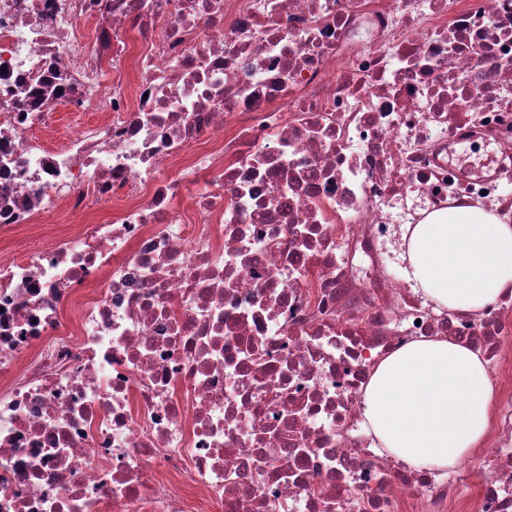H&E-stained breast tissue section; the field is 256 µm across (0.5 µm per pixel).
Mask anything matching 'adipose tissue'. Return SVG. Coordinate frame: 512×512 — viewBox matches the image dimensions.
I'll use <instances>...</instances> for the list:
<instances>
[{
    "label": "adipose tissue",
    "instance_id": "ef3b65f1",
    "mask_svg": "<svg viewBox=\"0 0 512 512\" xmlns=\"http://www.w3.org/2000/svg\"><path fill=\"white\" fill-rule=\"evenodd\" d=\"M411 275L433 302L477 313L512 297V224L458 207L415 225ZM495 390L486 361L437 338L412 342L373 369L362 408L380 447L422 469L459 465L485 439Z\"/></svg>",
    "mask_w": 512,
    "mask_h": 512
}]
</instances>
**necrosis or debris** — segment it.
<instances>
[{"mask_svg":"<svg viewBox=\"0 0 512 512\" xmlns=\"http://www.w3.org/2000/svg\"><path fill=\"white\" fill-rule=\"evenodd\" d=\"M509 183L512 0H0V234L63 225L0 259V512H512V298L405 275ZM438 336L494 363L473 481L361 426Z\"/></svg>","mask_w":512,"mask_h":512,"instance_id":"1","label":"necrosis or debris"}]
</instances>
